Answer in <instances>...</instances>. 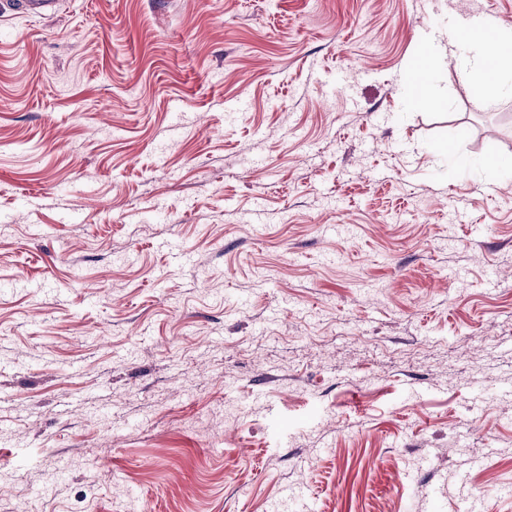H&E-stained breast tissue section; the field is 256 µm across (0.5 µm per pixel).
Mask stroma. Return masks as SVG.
Returning <instances> with one entry per match:
<instances>
[{
	"mask_svg": "<svg viewBox=\"0 0 512 512\" xmlns=\"http://www.w3.org/2000/svg\"><path fill=\"white\" fill-rule=\"evenodd\" d=\"M455 8L512 26L0 10V512H512V73L410 79Z\"/></svg>",
	"mask_w": 512,
	"mask_h": 512,
	"instance_id": "obj_1",
	"label": "stroma"
}]
</instances>
